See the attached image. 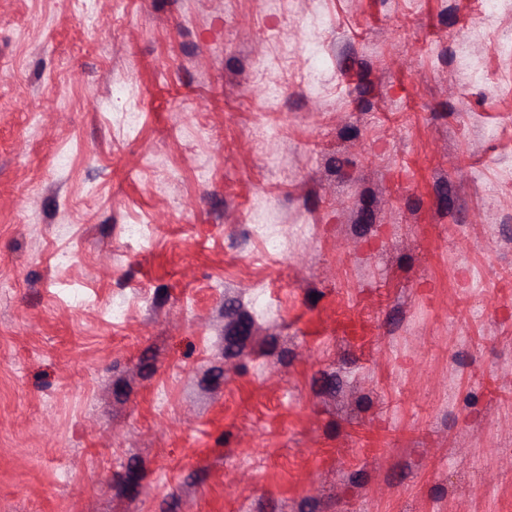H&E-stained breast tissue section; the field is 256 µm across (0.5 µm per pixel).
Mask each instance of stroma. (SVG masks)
<instances>
[{
    "instance_id": "35a3bbf8",
    "label": "stroma",
    "mask_w": 512,
    "mask_h": 512,
    "mask_svg": "<svg viewBox=\"0 0 512 512\" xmlns=\"http://www.w3.org/2000/svg\"><path fill=\"white\" fill-rule=\"evenodd\" d=\"M481 11L0 0V512H512V13Z\"/></svg>"
}]
</instances>
